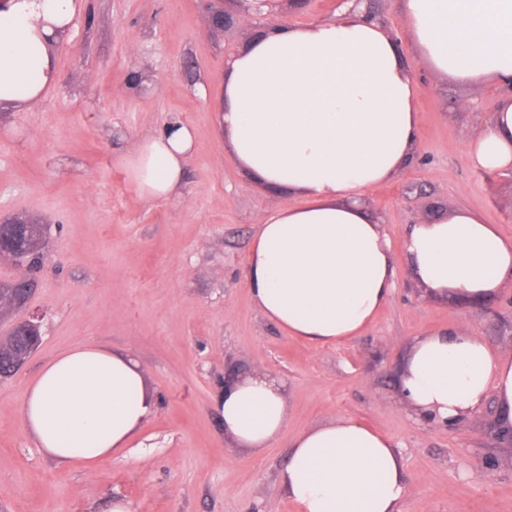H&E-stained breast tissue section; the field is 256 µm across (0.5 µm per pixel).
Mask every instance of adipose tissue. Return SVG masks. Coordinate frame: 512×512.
Here are the masks:
<instances>
[{
	"instance_id": "adipose-tissue-1",
	"label": "adipose tissue",
	"mask_w": 512,
	"mask_h": 512,
	"mask_svg": "<svg viewBox=\"0 0 512 512\" xmlns=\"http://www.w3.org/2000/svg\"><path fill=\"white\" fill-rule=\"evenodd\" d=\"M409 40L448 81L512 86V0H400ZM83 0H0V108L33 107L56 86L54 51ZM417 85L397 41L363 6L308 26L274 22L225 64L215 113L220 139L259 182L298 194L272 209L249 250L246 283L259 310L288 336L325 347L362 334L396 288L390 239L362 200L395 177L419 143ZM194 131L172 120L132 142L116 170L137 196H177ZM478 172L512 170V93L473 138ZM404 253L427 295L474 300L512 285V236L467 209L408 225ZM404 407L452 428L495 398L512 429V358L476 333L416 337L398 382ZM224 431L259 453L288 423L283 384L264 372L216 400ZM155 407L129 354L81 346L47 362L26 389L22 424L38 447L86 469L125 448ZM280 485L300 512H401L398 445L338 416L291 443Z\"/></svg>"
}]
</instances>
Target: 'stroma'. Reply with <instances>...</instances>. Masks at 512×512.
Returning a JSON list of instances; mask_svg holds the SVG:
<instances>
[{"instance_id": "obj_1", "label": "stroma", "mask_w": 512, "mask_h": 512, "mask_svg": "<svg viewBox=\"0 0 512 512\" xmlns=\"http://www.w3.org/2000/svg\"><path fill=\"white\" fill-rule=\"evenodd\" d=\"M399 39L418 87L417 150L393 181L364 198L395 253L397 291L361 335L313 348L286 336L244 280L249 244L267 213L296 205L252 182L219 142L214 113L226 61L268 20L223 31L209 0H88L55 50L59 83L42 103L0 111V222L43 224L42 264L0 259V288L36 287L21 312L0 315V339L23 316L42 319V342L0 378V512H102L112 499L135 512H300L279 475L291 441L334 416L394 438L407 492L402 512H512V447L496 438L494 404L452 429L425 427L396 385L415 337L476 331L512 357V286L490 308L424 298L403 250L406 225L439 208H465L512 236V171L471 168L473 135L503 95L493 84L436 75L404 38L398 0H363ZM342 0H283L294 25L333 18ZM148 91L128 89L135 72ZM205 85L207 97L195 93ZM191 124L196 148L177 197L145 202L117 175L123 147L165 121ZM83 345L134 355L156 408L124 451L93 470L62 463L23 428L25 390L58 354ZM279 379L288 425L256 454L231 445L216 398L254 371Z\"/></svg>"}]
</instances>
